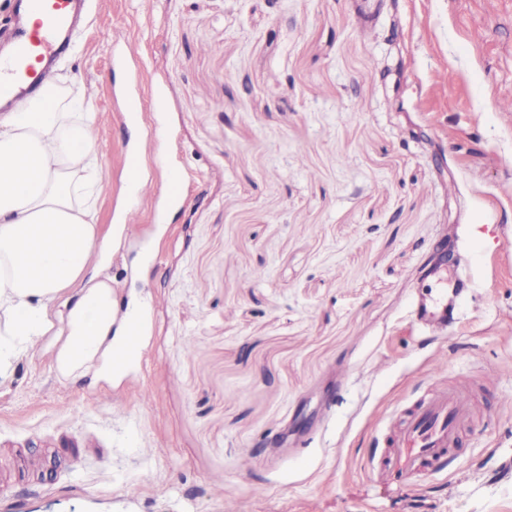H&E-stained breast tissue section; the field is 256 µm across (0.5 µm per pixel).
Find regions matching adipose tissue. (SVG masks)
Instances as JSON below:
<instances>
[{
	"mask_svg": "<svg viewBox=\"0 0 512 512\" xmlns=\"http://www.w3.org/2000/svg\"><path fill=\"white\" fill-rule=\"evenodd\" d=\"M92 113L36 90L0 113V384L35 345L59 380L117 377L131 310L108 272L126 227L102 233Z\"/></svg>",
	"mask_w": 512,
	"mask_h": 512,
	"instance_id": "adipose-tissue-1",
	"label": "adipose tissue"
}]
</instances>
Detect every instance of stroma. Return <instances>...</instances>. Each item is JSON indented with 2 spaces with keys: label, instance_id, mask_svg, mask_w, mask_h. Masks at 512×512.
I'll return each mask as SVG.
<instances>
[{
  "label": "stroma",
  "instance_id": "obj_1",
  "mask_svg": "<svg viewBox=\"0 0 512 512\" xmlns=\"http://www.w3.org/2000/svg\"><path fill=\"white\" fill-rule=\"evenodd\" d=\"M56 71L94 114L105 232L127 93L161 101L111 264L146 325L120 384L37 350L0 385V448L47 460L0 512H512V377H485L512 364V0H89ZM440 288L465 300L443 337L413 312ZM440 365L481 404L457 464L373 479Z\"/></svg>",
  "mask_w": 512,
  "mask_h": 512
}]
</instances>
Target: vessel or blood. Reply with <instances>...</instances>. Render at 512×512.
<instances>
[{
  "label": "vessel or blood",
  "instance_id": "1",
  "mask_svg": "<svg viewBox=\"0 0 512 512\" xmlns=\"http://www.w3.org/2000/svg\"><path fill=\"white\" fill-rule=\"evenodd\" d=\"M75 0H32L36 20L20 27L12 56L0 58V109L14 108L43 82L46 67L70 45L67 33ZM127 180L131 194L118 217L135 224L138 203L150 191L139 154L129 157ZM423 394L390 424L386 446L368 461L371 476L384 481L412 480L441 470L458 450L463 433L475 422V409L464 390L468 376L442 382L431 372Z\"/></svg>",
  "mask_w": 512,
  "mask_h": 512
}]
</instances>
